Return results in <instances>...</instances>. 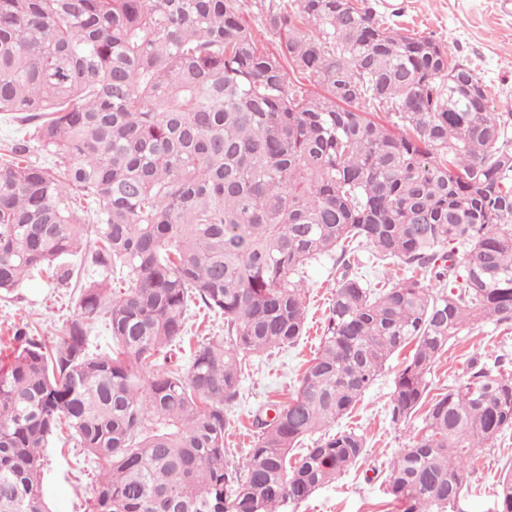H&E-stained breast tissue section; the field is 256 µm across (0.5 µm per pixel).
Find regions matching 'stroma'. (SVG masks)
<instances>
[{
    "label": "stroma",
    "mask_w": 512,
    "mask_h": 512,
    "mask_svg": "<svg viewBox=\"0 0 512 512\" xmlns=\"http://www.w3.org/2000/svg\"><path fill=\"white\" fill-rule=\"evenodd\" d=\"M393 0H376L388 25L404 34L429 36L448 45L454 63L476 71L487 85L494 111L512 112V16L498 13L495 0H411L405 14L394 13ZM336 267L331 258L308 267L309 302L306 331L292 346L263 358L245 361L238 400L226 411L225 432L229 459L241 460L252 448L253 420L268 403L286 401L299 384L314 355L335 291ZM78 290L73 280L61 281L47 274L27 279L13 292L0 295V362L8 361L16 347V328L28 327L35 338L51 341L75 313ZM222 316L191 305L188 332L180 347L171 352L176 364H188L198 343L223 333ZM494 351L512 360V329L491 323L463 332L436 362L430 379L432 393L447 391L464 380L471 357ZM404 362L394 355L364 398L338 422L364 434L363 459L336 482L322 487L288 512H398L384 492L383 479L392 458L421 433L423 413L405 425L389 419V397L394 377ZM43 485L52 512H92L100 465L83 448L51 441L43 450ZM512 467V430L493 447L479 449L472 462V487L461 499V512H496L499 478Z\"/></svg>",
    "instance_id": "stroma-1"
}]
</instances>
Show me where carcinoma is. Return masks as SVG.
<instances>
[{"mask_svg": "<svg viewBox=\"0 0 512 512\" xmlns=\"http://www.w3.org/2000/svg\"><path fill=\"white\" fill-rule=\"evenodd\" d=\"M253 2L272 48L244 0H0V114L23 126L0 155V293L82 253L105 272L77 282L53 347L15 331L0 512H50L42 448L62 429L102 465L93 512H288L363 458L362 434L330 427L405 349L390 422L425 419L385 480L402 512H452L476 450L512 429L502 354L429 396L465 327H512V112L369 0ZM34 143L51 163L30 160ZM356 243L409 275L372 288ZM335 255L299 387L227 461L240 355L303 335V269ZM194 300L224 334L175 370ZM101 317L112 349L97 355ZM497 512H512V468Z\"/></svg>", "mask_w": 512, "mask_h": 512, "instance_id": "cac0c4a2", "label": "carcinoma"}]
</instances>
